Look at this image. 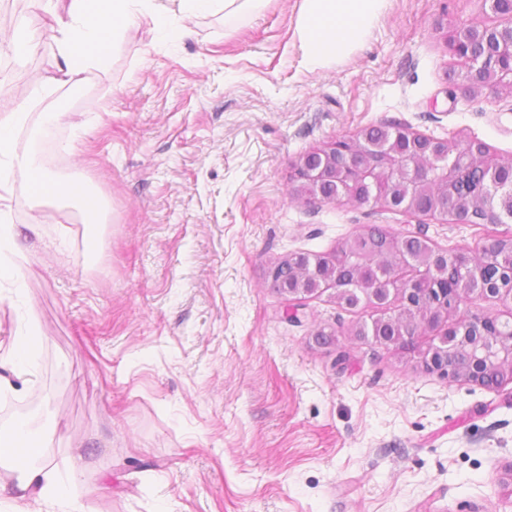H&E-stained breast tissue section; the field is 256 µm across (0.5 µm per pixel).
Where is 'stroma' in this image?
I'll use <instances>...</instances> for the list:
<instances>
[{
	"label": "stroma",
	"instance_id": "35a3bbf8",
	"mask_svg": "<svg viewBox=\"0 0 512 512\" xmlns=\"http://www.w3.org/2000/svg\"><path fill=\"white\" fill-rule=\"evenodd\" d=\"M303 0L188 20L172 44L129 31L107 69L69 76L51 44L8 56L30 123L61 110L60 161L104 198L90 246L75 203L10 195L25 259L0 287V356L38 336L0 426L46 436L63 512H512V385L483 388L356 341L370 309L309 299L283 315L268 262L336 248L368 224L439 249L512 237L372 204L293 201L300 157L382 122L512 156V94L460 90L446 34L491 25L488 0H387L364 40L311 64ZM335 333L316 346L317 327ZM348 359L338 363V352Z\"/></svg>",
	"mask_w": 512,
	"mask_h": 512
}]
</instances>
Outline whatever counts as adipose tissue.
I'll return each instance as SVG.
<instances>
[{"label": "adipose tissue", "mask_w": 512, "mask_h": 512, "mask_svg": "<svg viewBox=\"0 0 512 512\" xmlns=\"http://www.w3.org/2000/svg\"><path fill=\"white\" fill-rule=\"evenodd\" d=\"M263 0H35L52 19L48 28L20 26L8 41L11 52L25 56L42 41H51L66 73L103 70L125 33L145 23L166 41L177 43L190 34L188 19L223 14L225 20L258 9ZM300 16L301 47L310 63L336 58L349 45L360 42L385 0H303ZM28 112L14 105L9 91L0 84V191L8 192L15 179L24 180L32 200L65 198L77 201L93 237L102 232L100 198L77 181L53 177L31 145L22 143L20 131ZM9 206L0 204V280L20 283V262L25 254ZM9 494L17 512H32L37 503L57 501V483L48 468L25 464L11 488L0 485V495Z\"/></svg>", "instance_id": "ef3b65f1"}]
</instances>
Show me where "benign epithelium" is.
Instances as JSON below:
<instances>
[{
  "label": "benign epithelium",
  "instance_id": "benign-epithelium-1",
  "mask_svg": "<svg viewBox=\"0 0 512 512\" xmlns=\"http://www.w3.org/2000/svg\"><path fill=\"white\" fill-rule=\"evenodd\" d=\"M494 14L505 19V23L464 26L447 35V45L451 54L464 66L466 73L461 90L470 95L481 89L512 92V0H490ZM390 134L407 141L408 147L396 154L387 156L382 164L371 158L365 147L364 133L343 135L331 144L316 149L296 163V177L299 184L294 194L307 201L319 200L332 203L340 196L350 202H358L355 190L362 187L371 189L379 183H391L396 177H405L416 187L431 180V172L437 163L446 159V154L436 152L439 144H448L446 139H435L412 131L396 123L387 124ZM339 187L340 195L325 196L326 186ZM371 201L386 209L398 208L406 212L448 216V207L427 205V201L416 199L406 204H398L391 194L373 197ZM486 208L494 215H512V186L497 195L483 199ZM344 261V249L311 254L302 259L289 255L278 259L267 267L268 277H273L275 269L283 263L293 268V279L284 287L272 281L284 300V314L299 320L298 314L306 308L308 299L314 292H330L334 300L348 292L334 284H323L314 289L305 286L309 279H315L326 268H333ZM389 289L394 303L390 318L405 328L391 345L372 335L379 317L361 323L354 329L353 336L381 347L397 350H411L423 369L456 381L483 386L487 375L497 376L499 388L512 384V336H491L486 344L475 347L467 338L449 346L428 345L418 347L415 337L423 333L437 334L446 330L448 321V289L438 288L436 294L423 305L415 304L416 289L400 280L391 279Z\"/></svg>",
  "mask_w": 512,
  "mask_h": 512
}]
</instances>
